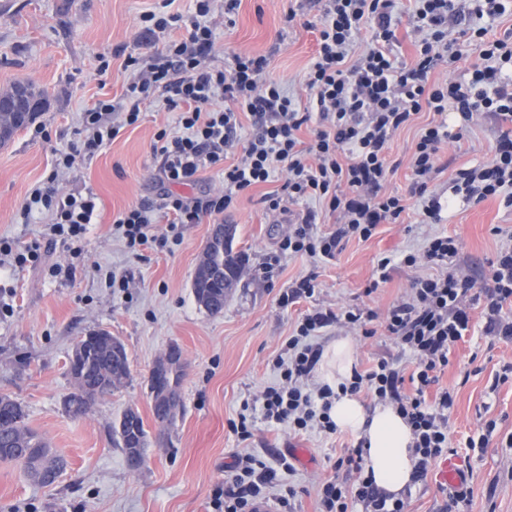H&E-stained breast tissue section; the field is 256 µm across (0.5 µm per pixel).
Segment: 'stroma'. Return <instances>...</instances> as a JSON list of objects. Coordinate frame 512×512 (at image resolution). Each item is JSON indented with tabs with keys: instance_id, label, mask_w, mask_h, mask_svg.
Masks as SVG:
<instances>
[{
	"instance_id": "obj_1",
	"label": "stroma",
	"mask_w": 512,
	"mask_h": 512,
	"mask_svg": "<svg viewBox=\"0 0 512 512\" xmlns=\"http://www.w3.org/2000/svg\"><path fill=\"white\" fill-rule=\"evenodd\" d=\"M158 0H0V91L31 82L47 92V106L37 116L49 141L33 138L31 127L18 130L0 147V238L25 244L40 240L43 262L36 269H0V394L21 403L26 424L65 461L53 485L32 482L18 466L0 462V512H211L214 489L232 479L241 444L228 422L244 400L273 383L274 359L280 355L297 321L318 309L357 306L383 315L410 291L425 266H393L387 283L376 291L377 263L385 256L419 249L432 235L458 240L459 271L476 287H487L488 262L512 234V208L489 199L470 204L456 199L440 224H421L407 211L400 224L379 226L368 240L344 241L336 258L323 262L282 255L278 243L286 224L274 223L262 204L264 194L285 181L275 171L269 182L241 194L234 209L202 216L182 228L173 252L131 255L112 224L113 215L129 205L154 201L161 189L152 138L164 125L175 126L176 113L145 107L140 122L55 187L63 193L93 191L99 201L82 253L44 239L48 213H34L21 223L18 211L53 167V151L74 140L81 109L102 96L117 97L128 74V56L142 58L153 49L138 26L139 16ZM325 0H240L233 26L224 24V7L215 4L211 22L217 34L211 63L223 66L228 53L264 55L267 74L307 104L304 78L316 50L310 27ZM296 12L287 21L288 12ZM421 113L390 140L395 169L385 192L408 195L409 163L417 134L430 122ZM460 142L444 144L432 191L452 194L456 172L491 161L498 128L488 113H474ZM236 227L235 250L249 264L228 298L224 311L209 315L192 290L197 263L214 225ZM64 275L51 274L53 266ZM317 277L313 297L288 307L280 295L301 277ZM125 279L127 288H112L109 277ZM484 304L471 309L472 333L454 347L439 388L454 405L448 435L454 455L468 471V500L451 506L433 478L414 483L403 493L406 512H512V383L494 385L496 373L512 364V339L487 333ZM95 331H106L125 344L131 374L120 391L98 399L92 412L69 414L64 401L74 390L68 373L74 344ZM356 364L370 368L378 359L411 363L384 330L365 336L351 331ZM182 350L186 366L180 386L181 409L172 427H159L152 416L149 377L155 360L170 345ZM137 408L153 445L144 466L130 471L123 452L112 444V423L127 407ZM494 432L487 447L467 448L468 437ZM356 439L339 433L294 436L287 428L257 423L250 452L275 465L289 454L292 470L279 471L281 487H293L294 512H319L317 487L334 475L333 464Z\"/></svg>"
}]
</instances>
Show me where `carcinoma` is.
Masks as SVG:
<instances>
[{
  "mask_svg": "<svg viewBox=\"0 0 512 512\" xmlns=\"http://www.w3.org/2000/svg\"><path fill=\"white\" fill-rule=\"evenodd\" d=\"M22 127L17 122L16 113L0 112V146L11 140L14 133ZM235 227L229 226L222 242L206 243L202 260L195 274L192 288L197 304L211 315L224 311V303L241 280V271L246 268L248 258L245 253L233 249ZM81 369L94 381L95 386L104 389L107 394L119 390L130 377V359H125L122 370L112 371V348L101 341L84 344L83 353L69 363V370ZM76 403L79 408L72 411L74 416L88 414L96 403L95 391H86V397L70 395L66 405ZM0 410L10 415V423L0 424V461H7L22 467L32 474V464L38 463L43 469L56 475L63 467L59 466L60 457L50 452L47 443L25 422V413L21 404L7 394H0ZM112 443L125 454L131 470L137 471L141 463L132 459L131 444L127 427L112 423Z\"/></svg>",
  "mask_w": 512,
  "mask_h": 512,
  "instance_id": "obj_1",
  "label": "carcinoma"
}]
</instances>
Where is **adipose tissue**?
<instances>
[{
    "label": "adipose tissue",
    "instance_id": "1",
    "mask_svg": "<svg viewBox=\"0 0 512 512\" xmlns=\"http://www.w3.org/2000/svg\"><path fill=\"white\" fill-rule=\"evenodd\" d=\"M353 366L352 339L337 338L322 356L320 379L338 385L350 378ZM331 415L339 432L366 440L364 469L372 473L379 491L400 497L412 483L418 458L412 449L411 429L396 408L389 404L370 407L358 396L346 394L336 399Z\"/></svg>",
    "mask_w": 512,
    "mask_h": 512
}]
</instances>
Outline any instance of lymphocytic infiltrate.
<instances>
[{
	"label": "lymphocytic infiltrate",
	"mask_w": 512,
	"mask_h": 512,
	"mask_svg": "<svg viewBox=\"0 0 512 512\" xmlns=\"http://www.w3.org/2000/svg\"><path fill=\"white\" fill-rule=\"evenodd\" d=\"M174 0L141 14L142 33L163 38L161 49L148 59L128 57L133 75L119 98H100L84 108L76 129L78 140L56 151L53 172L45 187L35 189L21 207L22 218L33 210L51 213L48 237L66 245L81 242L96 218L93 192L63 195L54 183L63 170H72L111 143L123 128L138 124L145 105L163 103L176 113V127L159 128L152 151L159 174L169 185L160 203L141 202L119 212L112 222L131 254L143 249L159 251L179 243L182 227L198 223L202 215L220 214L234 207L238 196L269 181L275 168L288 178L281 191L267 194L261 202L267 213L286 215L289 204L306 203L305 212L291 220L280 242L284 254L334 259L344 240L370 239L383 224H399L407 210L405 197L382 193L391 175L386 151L393 135L427 111L434 121L424 126L411 158L410 195L421 223L439 221L443 204L430 190L444 144L460 141L463 130H450L445 114L459 112L463 120L473 113L488 112L499 123H510L494 146L491 163L458 170L454 191L467 202L478 204L502 198L512 207V38L496 37V21L512 12V0H472L468 24L458 36L448 34L457 15L456 0H411L407 15H400V0H327L318 23L317 48L305 86L307 108H300L274 81L265 77L267 59L235 53L224 68L211 66L215 35L210 23L214 0H193L191 15L173 10ZM408 22L415 36L412 62L399 61L400 22ZM370 31L371 45L360 55L352 50L362 31ZM478 50L480 61L466 77L431 81L441 64H454ZM251 118L252 134L240 161L226 164L227 152L239 140L240 115ZM310 127V142L298 133ZM224 168V192L188 199L174 193L177 185L194 183L199 172ZM338 215L336 231L318 232L316 208ZM168 218L167 230L155 234L156 213ZM459 242L436 235L424 246L403 254V265L418 262L439 267L438 275L414 280L410 294L392 305L383 320L384 329L414 368L404 373L396 362L380 359L371 368L354 371L340 389L313 384L322 352L315 340L325 329L348 327L371 335L373 312L358 308L318 311L306 315L289 337L283 356L277 357L275 382L242 404L231 429L239 442L253 436L256 421L288 427L293 433L316 431L336 434L331 416L338 393L371 392L389 403L408 421L419 462L414 480L426 479L430 467L451 446L448 412L454 405L449 391L430 393L449 364V355L469 328L468 305L477 301L475 285L459 274L450 262L458 257ZM491 288L487 291L488 330L512 337V322L499 314L512 304V242L504 243L489 263ZM363 445L347 449L334 467L354 474L356 489H349L339 475L325 480L317 491L319 512H350L360 502L369 512H404L403 500H389L363 468ZM250 453L236 457V473L230 483L216 487L212 512H253L255 502L271 500L277 512H293L294 488L277 491V469Z\"/></svg>",
	"instance_id": "obj_1"
}]
</instances>
